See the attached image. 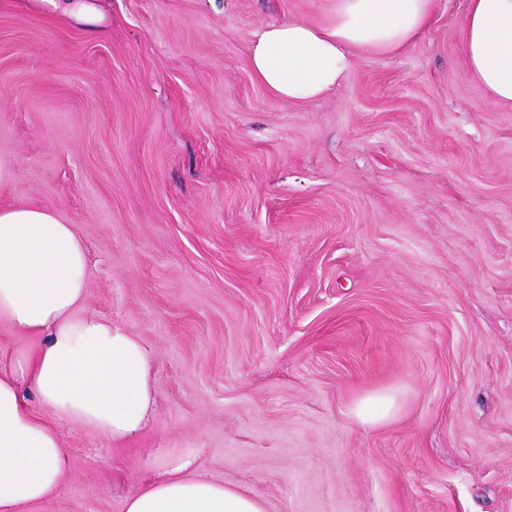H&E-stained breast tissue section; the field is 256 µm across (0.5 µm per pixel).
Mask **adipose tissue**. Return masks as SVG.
Segmentation results:
<instances>
[{"mask_svg":"<svg viewBox=\"0 0 512 512\" xmlns=\"http://www.w3.org/2000/svg\"><path fill=\"white\" fill-rule=\"evenodd\" d=\"M432 0H329L323 22L285 20L253 36L250 66L278 98L304 103L340 84L364 56H393L422 37ZM462 52L471 75L512 107V0H468ZM86 247L52 210L0 206V512H36L69 471L52 423L69 420L120 443L154 402L153 357L127 327L87 308ZM35 395L49 410L36 413ZM125 512H265L261 501L181 463L130 493Z\"/></svg>","mask_w":512,"mask_h":512,"instance_id":"adipose-tissue-1","label":"adipose tissue"}]
</instances>
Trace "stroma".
Here are the masks:
<instances>
[{"label":"stroma","mask_w":512,"mask_h":512,"mask_svg":"<svg viewBox=\"0 0 512 512\" xmlns=\"http://www.w3.org/2000/svg\"><path fill=\"white\" fill-rule=\"evenodd\" d=\"M69 2L0 0V205L75 226L155 407L120 444L55 421L38 512H124L187 456L267 512H512V108L465 64L467 0L302 104L249 42L329 0ZM392 399L386 396H378L357 404L356 414L370 421H379L387 417L392 409Z\"/></svg>","instance_id":"stroma-1"}]
</instances>
